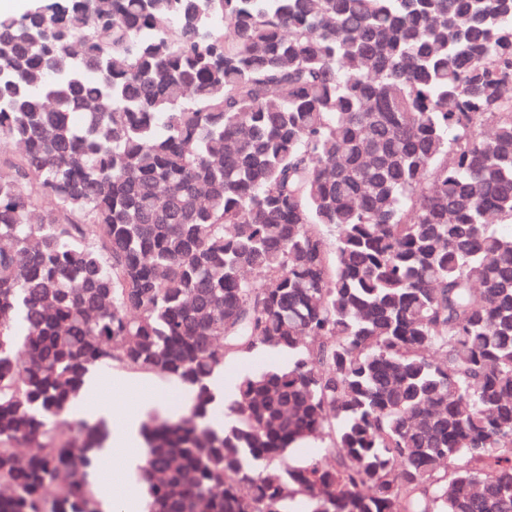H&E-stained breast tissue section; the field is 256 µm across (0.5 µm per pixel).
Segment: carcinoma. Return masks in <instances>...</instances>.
<instances>
[{"instance_id": "obj_1", "label": "carcinoma", "mask_w": 512, "mask_h": 512, "mask_svg": "<svg viewBox=\"0 0 512 512\" xmlns=\"http://www.w3.org/2000/svg\"><path fill=\"white\" fill-rule=\"evenodd\" d=\"M509 86L512 0L0 15V512H104L112 367L146 512H512ZM98 375L106 378V381H123L130 388L120 389L116 383L112 387L114 397V407L129 408L131 402L137 397H148L157 401V409L163 413L174 409L184 408L183 402L188 400L187 390H176L170 385L161 382L153 376L144 373H133L112 368V370L99 371ZM102 379L90 378L87 382L85 395L79 405V413L88 420L104 419L110 426V436L103 448L104 457L111 462L112 483L110 492L116 500L120 496H125L126 502L129 499H137L131 479H125L121 469L130 471L142 463V456L138 446L136 425L143 415L150 410L155 403L151 399L141 398L128 411L112 409V401L102 396ZM123 417L126 419L127 428L123 433L112 437V428L114 431L120 428L119 420L112 422V417ZM129 449V450H128ZM122 455V468L120 466V457ZM114 455V456H113ZM113 456V457H112ZM117 494H121L118 496Z\"/></svg>"}]
</instances>
